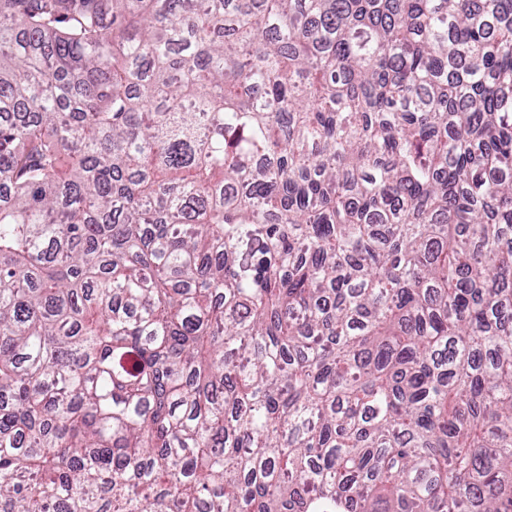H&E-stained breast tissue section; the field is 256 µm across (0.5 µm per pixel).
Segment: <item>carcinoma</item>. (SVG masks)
I'll return each mask as SVG.
<instances>
[{
	"label": "carcinoma",
	"instance_id": "cac0c4a2",
	"mask_svg": "<svg viewBox=\"0 0 512 512\" xmlns=\"http://www.w3.org/2000/svg\"><path fill=\"white\" fill-rule=\"evenodd\" d=\"M0 512H512V0H0Z\"/></svg>",
	"mask_w": 512,
	"mask_h": 512
}]
</instances>
